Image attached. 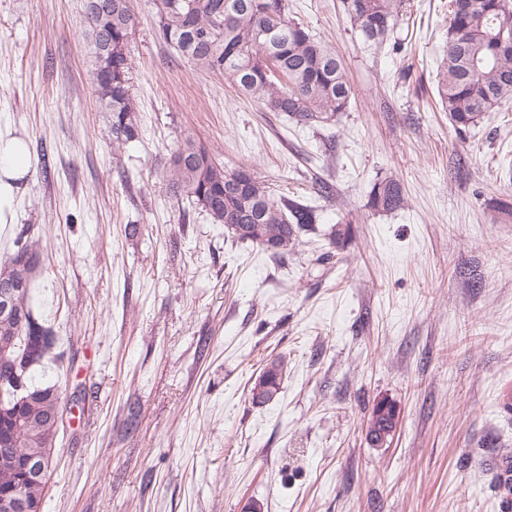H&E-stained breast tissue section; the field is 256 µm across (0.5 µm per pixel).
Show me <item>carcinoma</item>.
Segmentation results:
<instances>
[{"instance_id": "cac0c4a2", "label": "carcinoma", "mask_w": 512, "mask_h": 512, "mask_svg": "<svg viewBox=\"0 0 512 512\" xmlns=\"http://www.w3.org/2000/svg\"><path fill=\"white\" fill-rule=\"evenodd\" d=\"M107 11L86 22L91 69L98 107L110 113L112 144L121 148L139 137L136 108L129 85V45L133 33L131 0H104ZM401 0H342L343 11L363 42L380 47L399 22ZM154 35L197 69L229 78L247 98L267 112L286 115L298 125L328 124L347 111L352 89L343 62L334 50L303 24L288 16V0H153ZM112 40V77L103 63V45ZM437 94L443 111L458 132L478 123L486 112L512 100V0H452L448 42L438 73ZM166 176L174 193L200 207L210 223L224 227L236 241L249 243L281 257L299 243L302 231L314 223V210L275 200L267 186L246 169L229 171L204 145L181 140L167 162ZM404 204L400 182L377 180L367 207L388 212ZM234 218L240 229L227 227ZM37 240H26L0 260V281H21L18 304L25 309L21 323L0 317V342L12 346L11 371L0 374L4 401L16 388L32 389L38 368L62 367L53 322L37 313ZM285 363L271 361L265 373L266 399L251 395L259 405L271 403L281 390ZM23 403L13 454L24 455L32 445L54 450L63 424L64 401L55 384ZM43 483H25L21 491L44 505Z\"/></svg>"}]
</instances>
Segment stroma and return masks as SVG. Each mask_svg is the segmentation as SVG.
<instances>
[{"mask_svg":"<svg viewBox=\"0 0 512 512\" xmlns=\"http://www.w3.org/2000/svg\"><path fill=\"white\" fill-rule=\"evenodd\" d=\"M448 2L403 0L396 53L366 47L339 0H289L352 88L335 122L302 128L178 59L152 0H132L141 133L117 154L84 0H0V130L33 160L0 253L22 228L41 239L39 310L66 353L35 376L70 406L44 512H512L493 465L512 453V216L497 210L512 203V101L453 130L436 92ZM184 135L315 206L295 252L234 241L173 195ZM386 176L405 203L372 211ZM341 220L352 237L335 246ZM278 357L277 400L253 404ZM381 400L400 414L375 447Z\"/></svg>","mask_w":512,"mask_h":512,"instance_id":"35a3bbf8","label":"stroma"}]
</instances>
